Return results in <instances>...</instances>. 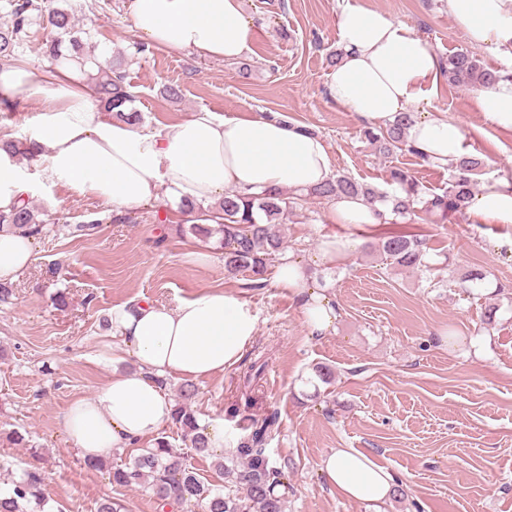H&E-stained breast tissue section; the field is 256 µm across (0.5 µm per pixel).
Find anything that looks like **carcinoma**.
<instances>
[{"mask_svg":"<svg viewBox=\"0 0 512 512\" xmlns=\"http://www.w3.org/2000/svg\"><path fill=\"white\" fill-rule=\"evenodd\" d=\"M8 23L0 26V64L13 65L19 61L20 49L31 43V28L42 12L48 13L49 24L57 37L47 45L46 54L57 59L67 51L90 57L82 51V43L71 36L74 20L64 8L49 3L42 6L37 0H6ZM444 76L450 84L466 85L473 89L486 88L512 75L484 65L469 52L460 51L440 59ZM90 90L103 109L128 122H142L141 113L129 108L133 95L119 68H110L89 75ZM412 121L406 112L395 122L377 131L366 129L364 137L376 146L379 153L391 155L398 151L419 155L408 145L405 130ZM479 166L476 159L463 157L456 165V174L448 187L439 192L423 188L409 170L390 169L388 189L361 183L338 173L330 181L309 189L307 195L333 199L341 196L362 199L370 207L386 205L392 215L411 220L424 213L438 223H446L456 213L466 209L473 196L469 177ZM290 197L285 190L269 191L251 196L240 191H228L218 205L198 207L210 213L211 224H190L188 233L201 242H215L224 252V268L233 273L248 270L258 275L282 247L281 220L288 215ZM22 231L36 238L48 232L39 218V211L28 199L11 212H0V231ZM428 243L424 238L389 236L378 244V252L394 268L419 270L425 267ZM196 395L191 384L180 388L182 403L175 406L172 420L186 433L199 452L207 450L206 438L198 432L195 413L190 401ZM278 429V416L272 413L262 421L253 422L252 432L232 449L227 457L215 462L224 474V492L202 482L185 456L167 441L158 439L156 446L146 448L132 462L105 467L104 462H86L92 469H107L112 484L118 487L145 486L150 490L159 510L196 504L206 512H286V498L280 489L288 488V466L274 462L265 447L266 441ZM43 507L42 478L35 470L25 471L12 487L0 490V512H40Z\"/></svg>","mask_w":512,"mask_h":512,"instance_id":"1","label":"carcinoma"}]
</instances>
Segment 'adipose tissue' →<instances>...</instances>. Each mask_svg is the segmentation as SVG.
<instances>
[{
	"instance_id": "ef3b65f1",
	"label": "adipose tissue",
	"mask_w": 512,
	"mask_h": 512,
	"mask_svg": "<svg viewBox=\"0 0 512 512\" xmlns=\"http://www.w3.org/2000/svg\"><path fill=\"white\" fill-rule=\"evenodd\" d=\"M244 0H130L132 28L147 45L203 58L235 59L248 51L253 23ZM449 14L469 41L512 64V0H446ZM343 54L327 75L326 94L363 124L385 125L430 100L444 80L435 51L388 13L357 5L337 16ZM105 53L77 63L65 58L55 73L22 65L0 68V96H38L39 115L30 134L47 180L70 186L111 205L121 215L159 195L171 205L197 204L189 224L206 223L200 207L219 202L226 190L260 194L275 189L306 190L334 176L324 141L295 124L253 113L220 118L200 111L160 129L106 119L88 88V75ZM476 111L499 129L512 131V80L478 90ZM405 137L428 162L457 163L467 144L463 130L448 120L422 114ZM28 186L16 157L0 148V211L10 212ZM468 215L475 224L512 226V177L484 183ZM33 259L32 240L0 233V281L21 276ZM274 283L288 289L311 335L335 332L338 311L305 263L280 257ZM119 336L137 371L113 375L95 395L75 400L63 427L83 458L101 459L116 449L157 434L174 405L163 377L198 381L221 374L240 360L257 324L235 294L208 289L176 307L149 302L113 310ZM328 485L346 499L380 506L395 479L364 454L339 448L320 462Z\"/></svg>"
}]
</instances>
